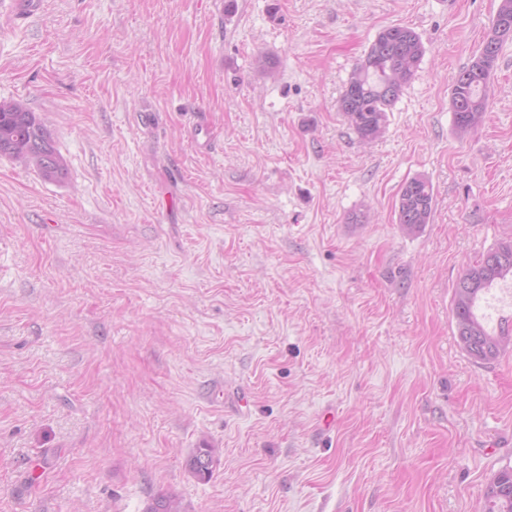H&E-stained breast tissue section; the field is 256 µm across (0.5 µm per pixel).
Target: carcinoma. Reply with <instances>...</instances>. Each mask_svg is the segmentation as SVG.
I'll use <instances>...</instances> for the list:
<instances>
[{
  "label": "carcinoma",
  "instance_id": "cac0c4a2",
  "mask_svg": "<svg viewBox=\"0 0 512 512\" xmlns=\"http://www.w3.org/2000/svg\"><path fill=\"white\" fill-rule=\"evenodd\" d=\"M512 41V0H501L478 56L463 68L451 89L454 126L461 134L477 127L487 108L488 87L502 46ZM424 54L413 30L392 26L383 29L358 63L339 101L350 127L363 141H372L385 128L387 112L413 77ZM0 155L30 164L46 178L67 172V162L55 148L45 122L20 102H0ZM434 193L422 176L402 188L398 221L411 233L429 223ZM512 275V239L498 243L470 266L456 284L452 314L460 347L480 362L497 360L512 349V330L489 333L474 313L479 295L496 280ZM216 449L203 445L187 459L191 473L201 480L212 476ZM484 512H512V470L501 471L486 487ZM144 512H181L172 495H160Z\"/></svg>",
  "mask_w": 512,
  "mask_h": 512
}]
</instances>
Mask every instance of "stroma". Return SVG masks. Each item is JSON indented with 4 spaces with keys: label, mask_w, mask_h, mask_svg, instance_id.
Segmentation results:
<instances>
[{
    "label": "stroma",
    "mask_w": 512,
    "mask_h": 512,
    "mask_svg": "<svg viewBox=\"0 0 512 512\" xmlns=\"http://www.w3.org/2000/svg\"><path fill=\"white\" fill-rule=\"evenodd\" d=\"M41 2L0 15V101L68 172L0 156V512H483L512 352L451 302L512 238V42L463 137L450 92L500 0ZM392 25L425 52L366 143L339 99ZM434 193L431 182L422 176L409 180L402 188L398 203V221L407 233L429 224ZM508 274L512 275L511 238L483 254L456 284L452 306L456 335L460 347L476 361H495L512 349L511 329L490 334L474 313L479 295ZM216 450L206 444H203L202 448H196L186 462L190 472L201 480L209 479L213 473Z\"/></svg>",
    "instance_id": "1"
}]
</instances>
